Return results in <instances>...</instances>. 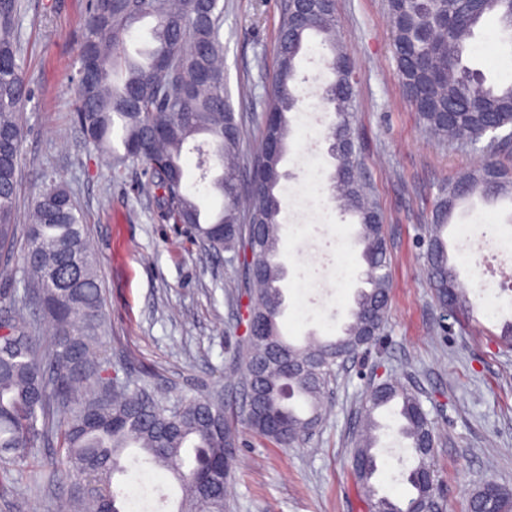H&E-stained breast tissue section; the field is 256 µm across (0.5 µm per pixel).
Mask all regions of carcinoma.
<instances>
[{
    "label": "carcinoma",
    "instance_id": "obj_1",
    "mask_svg": "<svg viewBox=\"0 0 512 512\" xmlns=\"http://www.w3.org/2000/svg\"><path fill=\"white\" fill-rule=\"evenodd\" d=\"M391 50L404 98L427 132L457 141L480 154L476 167L448 183L437 204L426 248L429 285L440 306L470 319L475 304L448 255L444 232L455 210L468 197L512 201V168L496 157L497 138L512 133V81L486 84L483 74L463 62L469 41L486 20L497 22L500 41L512 55V0H388ZM21 0L0 5V251L17 231L16 198L23 131L20 107L31 96L23 75L16 21ZM155 21L154 46L145 61L129 55L126 37L145 18ZM220 0H90L77 64L94 58L98 79L88 88L78 70L75 123L101 150L112 149L119 131V163L138 162L161 219L185 224L208 249L238 253L241 241L256 233L251 256L244 260L256 289L247 310L248 336L243 382L261 372L259 394L246 408L252 431L276 445L301 444L320 423L325 389L335 370L376 340L388 314L390 276L381 223L369 218L374 204L357 176L356 156L345 147L354 139V81L348 54L336 42L335 0H288L279 9L277 66L265 102L260 152L254 163L251 203L244 213L234 205L238 192L241 130L226 95ZM319 39L333 79L322 99L334 120L325 139L334 160L328 181L341 199V210L357 219L359 247L370 288L358 290L351 321L342 334L313 338L305 345L288 342L277 318L283 312V264L278 251L282 201L275 190L284 178L281 162L292 133L288 114L297 110V60L305 42ZM208 70L213 81L200 80ZM201 134L211 137L212 154L223 172L212 189L223 198L221 210L201 222L196 200L183 192L180 164L184 147ZM280 153L266 156L269 139ZM29 246L22 257L25 293H0V462L20 466L33 448L56 439L58 452L47 469L32 471L34 488L43 477L53 483L76 482L82 490L69 499L68 512H124L114 478L127 469L122 457L134 448L143 462L168 472L181 491L177 512H224L227 474L237 462L239 435L228 422L219 394L167 404L146 381L130 384L112 368L102 348L103 298L96 255L70 191L52 183L34 199L25 225ZM34 296L52 323L51 343L41 346L37 322L28 307ZM399 407L400 435L409 441L413 466L405 475L411 491L402 501L378 495L372 479L379 471L374 451L377 410ZM64 410L62 422L52 418ZM436 437L421 395L389 380L369 391L354 435L351 466L363 491L367 512H413L416 504L438 498L436 484L421 481L432 469ZM494 498L495 512H512V493L491 483L471 500V507Z\"/></svg>",
    "mask_w": 512,
    "mask_h": 512
}]
</instances>
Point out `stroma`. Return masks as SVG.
<instances>
[{
    "mask_svg": "<svg viewBox=\"0 0 512 512\" xmlns=\"http://www.w3.org/2000/svg\"><path fill=\"white\" fill-rule=\"evenodd\" d=\"M337 35L356 73L353 126L363 180L382 216L391 283L387 321L377 343L339 369L323 418L302 446L278 448L253 434L242 415L239 384L247 349L249 291L231 252L210 251L182 226L163 222L152 194L141 191V166L113 159L73 121L76 58L86 25L85 0H22L20 49L32 97L23 110V157L17 222L49 180L71 192L99 258L104 348L131 380L149 378L170 402L219 389L235 413L242 445L228 481L229 512H367L351 469L354 424L373 384L395 379L418 389L437 429V490L447 512H469L489 480L512 490V350L498 345L512 321V210L483 207L451 225L450 259L476 303L461 323L436 301L426 278L425 230L448 183L476 156L424 130L398 85L389 50L388 0H335ZM279 0H224V75L244 131L242 151L256 153L263 100L276 66ZM329 76L318 60L302 62L303 101L291 124L282 192L279 260L288 310L286 339L335 336L347 321L365 265L353 248L354 226L338 203L319 197L308 172L333 169L324 138L332 113L321 93ZM483 263L460 252L464 238ZM343 278H336V271ZM376 452L379 494L401 498L409 453L396 416L382 418ZM130 466L131 458H124ZM127 512H175L180 497L169 473L132 470L116 477ZM66 484L32 488L29 472L9 467L0 512H57Z\"/></svg>",
    "mask_w": 512,
    "mask_h": 512,
    "instance_id": "stroma-1",
    "label": "stroma"
}]
</instances>
